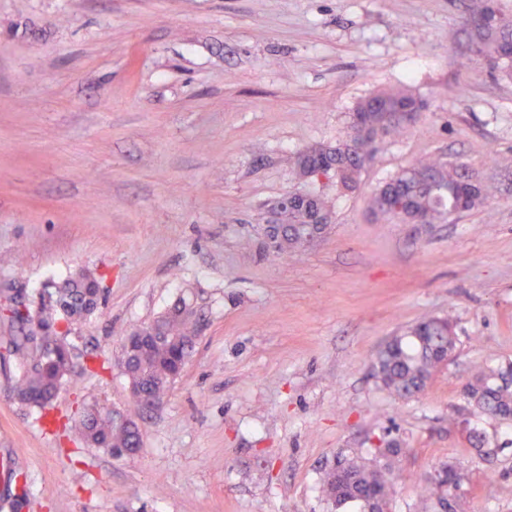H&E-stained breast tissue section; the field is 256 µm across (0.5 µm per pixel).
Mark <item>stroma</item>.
Returning a JSON list of instances; mask_svg holds the SVG:
<instances>
[{
	"instance_id": "35a3bbf8",
	"label": "stroma",
	"mask_w": 512,
	"mask_h": 512,
	"mask_svg": "<svg viewBox=\"0 0 512 512\" xmlns=\"http://www.w3.org/2000/svg\"><path fill=\"white\" fill-rule=\"evenodd\" d=\"M470 3L0 0V285L36 307L86 269L102 296L70 333L99 367L48 416L13 397L17 359L0 356V512H336L322 482L337 455L391 440L408 454L390 512H419L447 462L464 512H512V422L463 392L473 362L512 363V78L472 57ZM399 86L428 109L357 191L299 176L297 156L347 142L356 104ZM426 153L490 183L488 207L375 220L368 193ZM298 190L334 200L319 241L242 248ZM182 297L195 351L141 411L121 346ZM428 317L452 321L457 349L398 399L375 353ZM89 402L137 420V455L71 431Z\"/></svg>"
}]
</instances>
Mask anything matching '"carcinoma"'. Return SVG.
<instances>
[{
	"instance_id": "carcinoma-1",
	"label": "carcinoma",
	"mask_w": 512,
	"mask_h": 512,
	"mask_svg": "<svg viewBox=\"0 0 512 512\" xmlns=\"http://www.w3.org/2000/svg\"><path fill=\"white\" fill-rule=\"evenodd\" d=\"M509 39H512V28L489 31L478 26L473 30V41L479 45L482 58L511 77L512 58L505 59L500 54L501 43ZM427 108V100L407 87L381 90L359 102L350 116V142L324 150L325 169L321 175L336 180L346 190L357 189L361 171L374 157L378 145L409 128L404 113L424 112ZM471 178L461 164L426 156L387 180L392 186L389 198L371 192L367 197L368 207L375 216L385 220L400 221L402 212L412 211L424 223L436 224L460 207L455 191ZM314 213H332L330 200L321 193H313L307 203L279 213L278 222L293 227L281 253L305 246V235ZM100 300L95 276L81 271L55 289L36 314L28 307L23 311L8 307L11 320L20 328L19 335L9 337L7 350L20 358L13 392L22 403L46 410L63 385L84 369L88 355L79 352L69 339V325L97 310ZM156 322L158 334L127 359L123 373L129 386L142 393L143 400L159 407L194 352L199 325L191 304L183 298L157 317ZM456 343L449 319H423L403 335L379 346L374 360L382 370L379 380L394 396L411 398L424 391L444 362L438 348L446 344L451 352ZM469 386L480 395L479 406L486 415L505 419L512 416L511 363L504 367L476 365ZM74 431L87 444L115 458L132 456L141 445L137 423L120 421L98 403L83 409ZM403 455L400 443H389L379 451V457L384 460L382 468L395 474ZM344 463L354 476L348 489H338L332 468L323 479L322 491L336 508L353 505L359 512H367L371 498L385 504L390 502L393 485L374 479L376 465L358 459H346ZM437 496L435 485L423 483L422 508L435 512Z\"/></svg>"
}]
</instances>
